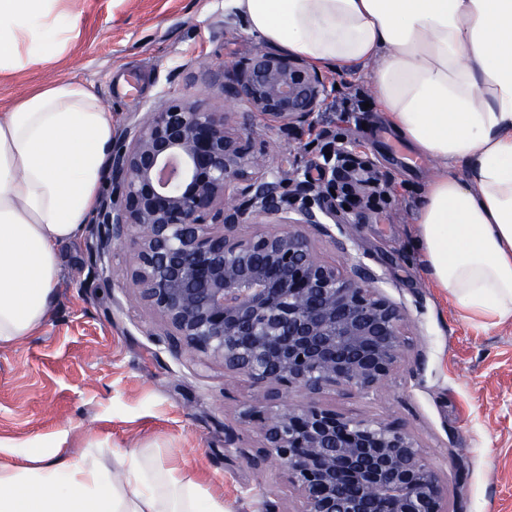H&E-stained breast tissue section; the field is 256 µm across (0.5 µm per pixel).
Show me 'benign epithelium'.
Masks as SVG:
<instances>
[{"instance_id": "benign-epithelium-1", "label": "benign epithelium", "mask_w": 512, "mask_h": 512, "mask_svg": "<svg viewBox=\"0 0 512 512\" xmlns=\"http://www.w3.org/2000/svg\"><path fill=\"white\" fill-rule=\"evenodd\" d=\"M221 89L226 102L288 127L311 122L328 95L300 59L265 51L226 63ZM356 152L341 142L315 181L297 167L271 169L251 134L202 101L135 112L112 148L94 268L108 282L112 249L132 253L139 297L178 353L264 386L240 414L262 438L252 468L283 475L299 512H448V490L408 429L315 399L380 388L406 357L407 309L374 287L360 259L344 268L322 260L306 232L348 252L365 211L344 208L331 190L360 194L362 168L387 181L370 157L360 169L343 164ZM245 224L255 226L248 236ZM295 391L307 402L289 403Z\"/></svg>"}]
</instances>
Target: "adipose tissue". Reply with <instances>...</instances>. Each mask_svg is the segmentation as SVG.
<instances>
[{
    "instance_id": "1",
    "label": "adipose tissue",
    "mask_w": 512,
    "mask_h": 512,
    "mask_svg": "<svg viewBox=\"0 0 512 512\" xmlns=\"http://www.w3.org/2000/svg\"><path fill=\"white\" fill-rule=\"evenodd\" d=\"M76 0H0V74L63 55ZM249 34L317 69H368L396 134L434 161L416 245L464 314L512 323V0H224ZM114 138L99 99L37 85L0 112V348L45 326L62 248L84 232ZM65 433L0 447V512H224L167 448Z\"/></svg>"
}]
</instances>
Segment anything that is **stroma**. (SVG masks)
<instances>
[{
  "mask_svg": "<svg viewBox=\"0 0 512 512\" xmlns=\"http://www.w3.org/2000/svg\"><path fill=\"white\" fill-rule=\"evenodd\" d=\"M79 34L67 57L0 78V110L35 85L76 81L90 88L123 130L130 113L146 112L163 94L227 105L213 83L226 62L262 43L225 16L224 0H83ZM331 87L318 128L362 145L390 175L398 195L355 225L348 252L320 235L328 262L356 255L378 285L407 307V358L381 388L322 394L324 404L358 418L388 419L417 437L448 486L450 512H512V324L466 318L437 288L416 246L415 209L437 172L430 159L395 139L366 74L323 71ZM360 93L369 108L344 106ZM258 140L272 143L271 167L308 168L319 161L305 128L254 119ZM91 233L64 246V275L48 322L29 341L0 349V438H33L64 430L65 453L88 435L117 448L157 442L186 473L223 496L224 512H258L278 497L297 512L285 479L260 474L250 460L258 434L239 422L260 393L247 379L229 380L217 361L176 357L158 315L139 299L126 274L128 252L112 256V280L94 273Z\"/></svg>",
  "mask_w": 512,
  "mask_h": 512,
  "instance_id": "stroma-1",
  "label": "stroma"
}]
</instances>
